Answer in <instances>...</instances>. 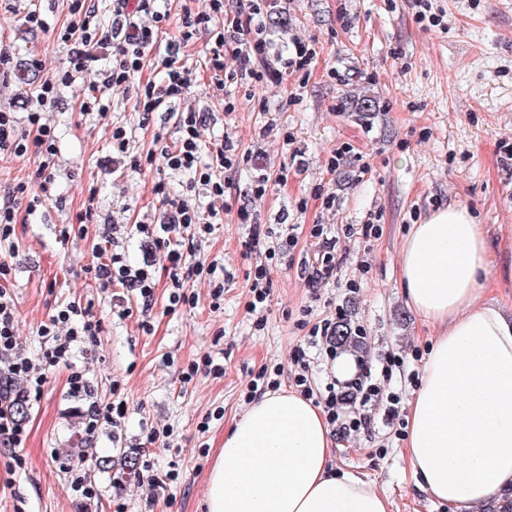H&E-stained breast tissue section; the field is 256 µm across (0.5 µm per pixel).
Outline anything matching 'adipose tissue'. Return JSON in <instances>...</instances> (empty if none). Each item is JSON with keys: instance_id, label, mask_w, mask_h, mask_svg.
Segmentation results:
<instances>
[{"instance_id": "1", "label": "adipose tissue", "mask_w": 512, "mask_h": 512, "mask_svg": "<svg viewBox=\"0 0 512 512\" xmlns=\"http://www.w3.org/2000/svg\"><path fill=\"white\" fill-rule=\"evenodd\" d=\"M492 257L483 225L451 205L413 225L398 278L413 312L439 327L407 418L416 487L450 512L504 506L512 490V319L478 297ZM335 439L319 407L268 392L224 437L207 512H391V498L329 465Z\"/></svg>"}]
</instances>
